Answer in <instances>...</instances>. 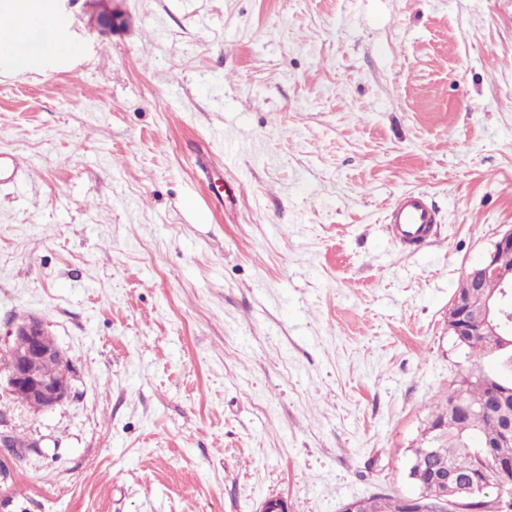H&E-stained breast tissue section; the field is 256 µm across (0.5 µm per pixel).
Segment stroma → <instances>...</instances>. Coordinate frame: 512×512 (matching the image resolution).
I'll return each mask as SVG.
<instances>
[{
  "label": "stroma",
  "mask_w": 512,
  "mask_h": 512,
  "mask_svg": "<svg viewBox=\"0 0 512 512\" xmlns=\"http://www.w3.org/2000/svg\"><path fill=\"white\" fill-rule=\"evenodd\" d=\"M82 55L0 73V354L39 317L73 368L0 390V512H341L408 493L471 362L465 269L512 228V0H60ZM438 222L389 232L403 193Z\"/></svg>",
  "instance_id": "35a3bbf8"
}]
</instances>
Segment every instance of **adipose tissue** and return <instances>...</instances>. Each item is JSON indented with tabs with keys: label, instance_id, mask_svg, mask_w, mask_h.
<instances>
[{
	"label": "adipose tissue",
	"instance_id": "ef3b65f1",
	"mask_svg": "<svg viewBox=\"0 0 512 512\" xmlns=\"http://www.w3.org/2000/svg\"><path fill=\"white\" fill-rule=\"evenodd\" d=\"M0 11L11 17L9 27H0V63L12 72L37 71L82 54L81 44L68 36L69 23L55 0H0Z\"/></svg>",
	"mask_w": 512,
	"mask_h": 512
}]
</instances>
